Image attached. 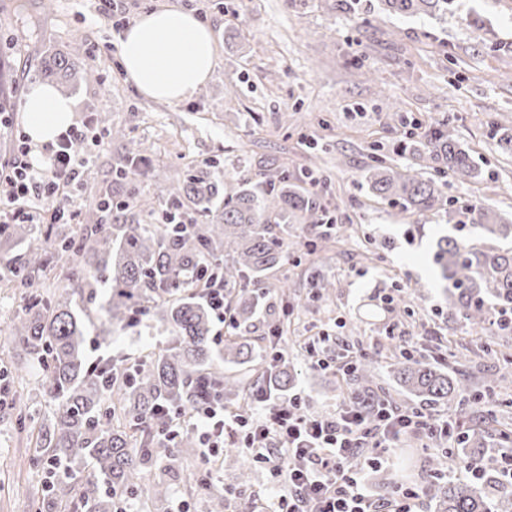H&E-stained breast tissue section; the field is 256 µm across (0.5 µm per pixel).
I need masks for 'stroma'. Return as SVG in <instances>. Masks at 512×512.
<instances>
[{"label": "stroma", "mask_w": 512, "mask_h": 512, "mask_svg": "<svg viewBox=\"0 0 512 512\" xmlns=\"http://www.w3.org/2000/svg\"><path fill=\"white\" fill-rule=\"evenodd\" d=\"M444 19L400 17L380 8V0H117L116 17L132 23L145 13L176 8L202 18L212 31L217 59L210 79L178 103L145 97L127 81L111 26L96 16L100 0H0V36L22 39V51H0V110L12 120L0 131V163L15 152L14 137L24 129L21 105L40 81L45 57L71 53L80 77L64 93L75 106L74 121L89 119L103 134L92 148L86 185L72 189L69 203L84 214L91 187L125 200L129 184L117 176L125 164L126 142L108 138V127H122L146 147L151 172L138 182L151 195L156 185H179L178 172L190 168L222 177L232 188L241 172L263 181L280 171L294 177H321L315 192L342 224L344 233L319 267L331 283L327 295L310 288L313 258L298 251L268 281H287L288 298L266 294L246 334L263 353L280 352L298 375L292 388L312 411H334L341 402L337 373L313 369L302 337L326 333L351 352L376 360L375 382L394 388L391 356L401 343L436 356L440 347L469 350L465 371L496 373V356L481 351L480 340L448 311L433 264L436 241L453 234L448 215L422 217L371 196L363 175L382 161L409 165L396 151L415 123L447 124L454 139L470 151L478 180L446 178L444 194L457 204H490L503 221H512V154L499 146L496 129L512 130V0H460ZM423 224L422 234L406 228ZM419 282L420 294L408 308H391L390 299ZM22 305L12 289L0 288V369L40 370L7 331L6 319ZM288 332L272 345V329ZM158 321L142 317L138 327L116 332L112 349L136 357L157 352ZM245 449L220 455L216 494L224 512H242L246 492L264 493L267 472L253 467L249 491L239 475ZM200 457L158 459L148 467L149 482L166 481L171 499L155 502L147 485L133 501L136 512H171V500L189 512H208L209 498L183 485L198 472ZM420 490L433 479L429 454L420 441L402 437L379 467L367 471V487L388 495L382 481ZM44 487L43 468L34 459V439L17 413L0 407V512H34Z\"/></svg>", "instance_id": "35a3bbf8"}]
</instances>
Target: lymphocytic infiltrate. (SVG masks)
I'll return each instance as SVG.
<instances>
[{"mask_svg":"<svg viewBox=\"0 0 512 512\" xmlns=\"http://www.w3.org/2000/svg\"><path fill=\"white\" fill-rule=\"evenodd\" d=\"M88 141L102 143L85 122L39 148L21 140L13 161L0 167V224H37L45 214L52 223H72L76 214L63 199L90 171L91 157L82 151ZM251 401L245 413L226 412L220 401L197 406L188 416L176 413L163 439L172 448L185 430L195 432L206 464L200 483L208 488L215 458L228 438L239 437L251 460L273 479L268 499L255 501L261 512H419L418 495L407 488L375 498L363 483L362 467L375 465L402 436L441 441L454 426L447 418L383 403L367 417L346 403L316 414L300 396L284 402L266 390L252 393Z\"/></svg>","mask_w":512,"mask_h":512,"instance_id":"f902f5d3","label":"lymphocytic infiltrate"}]
</instances>
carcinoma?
<instances>
[{"label": "carcinoma", "instance_id": "obj_1", "mask_svg": "<svg viewBox=\"0 0 512 512\" xmlns=\"http://www.w3.org/2000/svg\"><path fill=\"white\" fill-rule=\"evenodd\" d=\"M383 10L405 17L446 16L457 8L456 0H381ZM44 74L64 81L75 79L73 62L65 54H53ZM114 134L127 139L126 167L119 177L132 183L142 163L141 143L123 129ZM412 153L437 176L412 175L406 170L372 165L365 180L370 193L406 212L426 215L445 206L440 175L475 178L480 174L469 151L442 128L416 134ZM157 194L181 208V197L194 204L196 213L208 219L182 233L170 224H119L102 206L109 193L100 196L90 217L76 237L49 225L0 224V244L28 239L22 260L10 261L7 285L27 298L24 307L10 318L8 329L30 359L42 365L41 388L45 406L29 422L36 434L35 455L56 469L48 476V490L36 502V512H113L112 490H132L145 478L151 459L170 449L156 431L167 422L166 411L193 409L215 395L225 404L237 401L244 384L224 376L211 345V312L195 288L205 269L223 267L227 303L236 334L224 342L223 361L256 367L258 385L288 390L294 374L290 364L267 363L244 336L259 308L261 289L268 274L286 259L281 233L297 221L317 227L326 213L310 195L289 179L288 171L261 185L252 177L239 176L237 187L224 190L218 180L187 170L173 193L157 187ZM470 222L474 234L443 236L434 255L450 310L468 330L483 336V349L500 354L501 373L473 383L462 373L453 377L435 360L403 354L393 364L398 397L374 382V361L365 355L346 379L347 400L372 416L383 401L399 406L415 398L431 406L468 418L469 425L449 439L448 457L465 469L484 458V449L506 448L512 434L499 429L492 439L487 421L497 422L484 411L489 398L509 388L512 354L496 350L488 335L492 319L512 310V249L494 244L512 239V224L499 223L489 205L454 211ZM115 223H109V220ZM332 232H320L313 241L300 242L307 253L326 258ZM70 264L65 282L49 297L35 288V273L44 270L49 258ZM105 299L97 302L99 290ZM99 303L100 332L104 349L112 345L114 328L132 324V310L157 318L169 333L166 345L149 360L122 374L124 357L107 354L91 360L85 353L82 304ZM136 448H148L141 457ZM433 482L422 489L430 512H512V489L494 480L476 484L470 478L443 475L444 457H430Z\"/></svg>", "mask_w": 512, "mask_h": 512}]
</instances>
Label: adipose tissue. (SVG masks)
Instances as JSON below:
<instances>
[{"mask_svg":"<svg viewBox=\"0 0 512 512\" xmlns=\"http://www.w3.org/2000/svg\"><path fill=\"white\" fill-rule=\"evenodd\" d=\"M118 52L128 81L144 96L169 103L194 94L216 64L209 26L174 9L142 15L120 38ZM21 112L29 137L48 143L69 126L73 102L55 86L36 83Z\"/></svg>","mask_w":512,"mask_h":512,"instance_id":"1","label":"adipose tissue"}]
</instances>
